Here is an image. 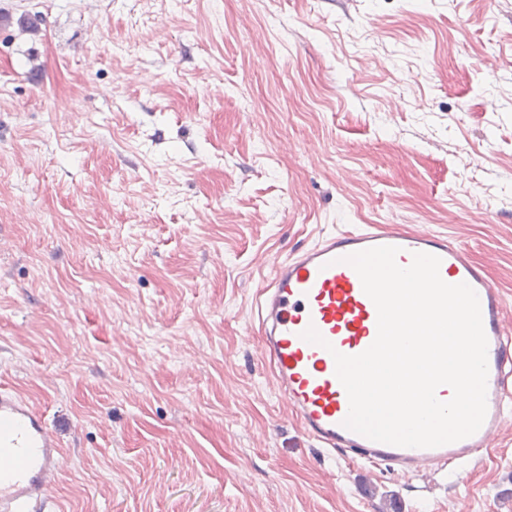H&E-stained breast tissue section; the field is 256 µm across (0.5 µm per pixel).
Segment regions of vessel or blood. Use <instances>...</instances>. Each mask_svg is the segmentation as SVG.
<instances>
[{
    "mask_svg": "<svg viewBox=\"0 0 512 512\" xmlns=\"http://www.w3.org/2000/svg\"><path fill=\"white\" fill-rule=\"evenodd\" d=\"M376 246L397 247L396 261L403 267L416 252L438 256L442 280L467 283L479 298L488 340L487 414L470 437L435 448H406L372 441L343 425L349 400L333 355L364 352L377 336L378 318L359 275L343 258ZM253 318L264 338L274 391L323 448L343 450L362 464L385 465L404 476L479 460L504 427L506 401L512 398V319L501 289L445 234L362 224L323 235L273 264ZM310 327L324 345L303 339ZM63 457L60 440L40 409L0 386V512H45Z\"/></svg>",
    "mask_w": 512,
    "mask_h": 512,
    "instance_id": "b4317fda",
    "label": "vessel or blood"
}]
</instances>
